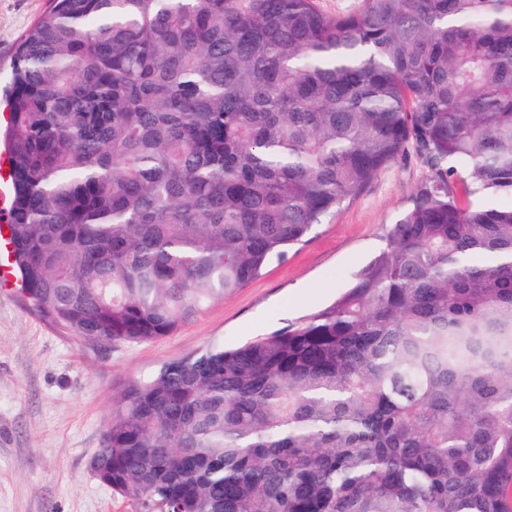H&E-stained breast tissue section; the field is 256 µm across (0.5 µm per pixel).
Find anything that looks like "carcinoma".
I'll return each instance as SVG.
<instances>
[{
	"label": "carcinoma",
	"instance_id": "carcinoma-1",
	"mask_svg": "<svg viewBox=\"0 0 512 512\" xmlns=\"http://www.w3.org/2000/svg\"><path fill=\"white\" fill-rule=\"evenodd\" d=\"M5 101L11 265L89 342L174 332L405 150L318 312L130 380L98 479L147 512H512V0H53ZM363 0H316L317 8L325 15L336 16L356 12Z\"/></svg>",
	"mask_w": 512,
	"mask_h": 512
}]
</instances>
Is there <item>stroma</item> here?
<instances>
[{
	"label": "stroma",
	"mask_w": 512,
	"mask_h": 512,
	"mask_svg": "<svg viewBox=\"0 0 512 512\" xmlns=\"http://www.w3.org/2000/svg\"><path fill=\"white\" fill-rule=\"evenodd\" d=\"M49 7V0H0V79L9 76L18 37ZM425 176L421 160L403 153L287 260L147 343L76 338L0 283V512H143L90 469L119 391L164 363L211 344L237 346L332 302L383 247L387 225Z\"/></svg>",
	"instance_id": "35a3bbf8"
}]
</instances>
